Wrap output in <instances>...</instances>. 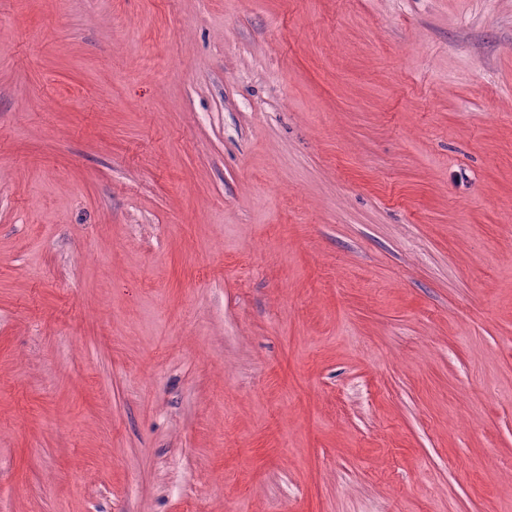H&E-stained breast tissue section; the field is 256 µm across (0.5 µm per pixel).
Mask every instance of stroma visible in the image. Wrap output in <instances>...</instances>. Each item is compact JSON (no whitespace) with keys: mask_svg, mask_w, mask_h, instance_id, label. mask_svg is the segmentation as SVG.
I'll return each instance as SVG.
<instances>
[{"mask_svg":"<svg viewBox=\"0 0 512 512\" xmlns=\"http://www.w3.org/2000/svg\"><path fill=\"white\" fill-rule=\"evenodd\" d=\"M0 512H512V0H0Z\"/></svg>","mask_w":512,"mask_h":512,"instance_id":"stroma-1","label":"stroma"}]
</instances>
